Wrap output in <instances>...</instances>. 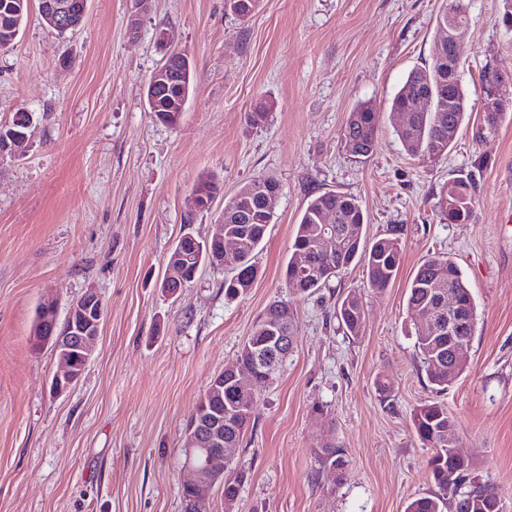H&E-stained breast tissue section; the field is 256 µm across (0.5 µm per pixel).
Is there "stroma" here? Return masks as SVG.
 Returning <instances> with one entry per match:
<instances>
[{
    "instance_id": "35a3bbf8",
    "label": "stroma",
    "mask_w": 512,
    "mask_h": 512,
    "mask_svg": "<svg viewBox=\"0 0 512 512\" xmlns=\"http://www.w3.org/2000/svg\"><path fill=\"white\" fill-rule=\"evenodd\" d=\"M444 0H262L241 20L224 0H149L137 34L134 0H88L82 24L58 34L30 7L0 50V125L32 113L20 154L0 157V512H184L186 425L215 376L234 363L272 301L292 302L297 344L280 376L256 384L258 402L224 471L244 473L234 512H404L431 488L429 448L412 416L440 399L459 448L512 512V119L482 121L484 67L512 76V29L501 0H466L459 47L471 118L447 159L406 153L385 117L369 159L343 130L367 103L386 109L413 68L430 64ZM167 43H159V31ZM188 56L194 90L178 125L156 122L145 89L169 51ZM273 109L246 125L256 99ZM471 175L468 223L444 220L443 186ZM222 190L190 209L200 177ZM281 193L246 294L202 265L178 296L160 288L184 231L209 238L247 182ZM354 196L367 240L398 239L389 288H368L362 266L300 298L284 270L307 200ZM444 253L476 306L465 369L432 392L410 334L408 285ZM96 291L105 320L81 380L56 396L59 363L33 336L36 309L59 315ZM359 294L361 336H346L337 299ZM390 395H383L381 385ZM343 449L344 478L318 471L315 449Z\"/></svg>"
}]
</instances>
